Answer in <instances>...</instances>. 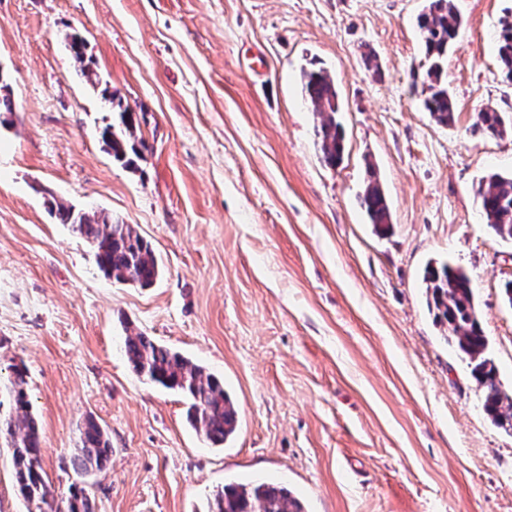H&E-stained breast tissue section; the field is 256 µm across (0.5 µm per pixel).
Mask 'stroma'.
Masks as SVG:
<instances>
[{"label":"stroma","instance_id":"obj_1","mask_svg":"<svg viewBox=\"0 0 512 512\" xmlns=\"http://www.w3.org/2000/svg\"><path fill=\"white\" fill-rule=\"evenodd\" d=\"M450 126L422 104L423 0H0V390L28 370L42 465L57 502L78 479L79 427L112 455L87 477L96 512H207L217 490L288 485L308 512H512V433L497 428L422 277L470 276L504 389H512V243L477 190L512 172V140L472 136L485 106L512 115L497 58L512 0H456ZM78 34L96 76L67 48ZM381 68L372 77L362 53ZM333 79L345 132L325 166L302 92ZM112 93L134 114L135 169L99 131ZM374 166L392 217L360 208ZM108 213L150 242L147 288L99 270L50 197ZM223 379L236 434L213 446L182 396L133 373L127 331Z\"/></svg>","mask_w":512,"mask_h":512}]
</instances>
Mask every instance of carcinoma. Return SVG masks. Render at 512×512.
Instances as JSON below:
<instances>
[{
  "mask_svg": "<svg viewBox=\"0 0 512 512\" xmlns=\"http://www.w3.org/2000/svg\"><path fill=\"white\" fill-rule=\"evenodd\" d=\"M417 25L429 66L423 80V105L439 125L454 121L455 105L448 92L446 65L448 48L461 26L455 0H426ZM69 46L79 71L87 78L93 70L86 63L83 42L70 36ZM497 55L505 80L512 82V16L501 22ZM303 92L312 103L319 125L316 128L320 160L334 168L343 159L344 133L336 120L340 111L338 92L325 69L302 73ZM474 136L512 138V116L487 106L476 113L470 127ZM101 139L112 158L126 168L135 167L136 127L132 112H119V125L110 124ZM367 180L360 195V206L368 223L378 234L392 225L388 201L373 165H368ZM477 196L481 213L495 234L512 241V173H493L483 180ZM49 212L93 247L96 262L109 278L142 288L153 285L159 267L151 245L131 224L112 222L104 212L77 210L56 199L48 201ZM424 282L428 304L436 321L446 327L456 351L468 360L471 373L483 394V407L492 423L512 431V393L506 392L488 342L480 325L475 288L468 274L446 262L429 265ZM125 354L135 373L165 389L176 391L188 400L186 418L196 431L213 445H222L237 430L238 411L224 383L178 351L157 343L142 332H131L124 339ZM28 372L24 366L12 367L9 393L15 413L0 417V438L13 448L14 475L19 494L30 505L29 512H95L91 493L82 483L71 486L65 509L56 505L45 482L41 460V434L27 400ZM112 454L107 433L89 418L80 428V445L72 465L80 476L104 469ZM208 512H306L303 501L287 486L267 480L230 483L217 491Z\"/></svg>",
  "mask_w": 512,
  "mask_h": 512,
  "instance_id": "carcinoma-1",
  "label": "carcinoma"
}]
</instances>
